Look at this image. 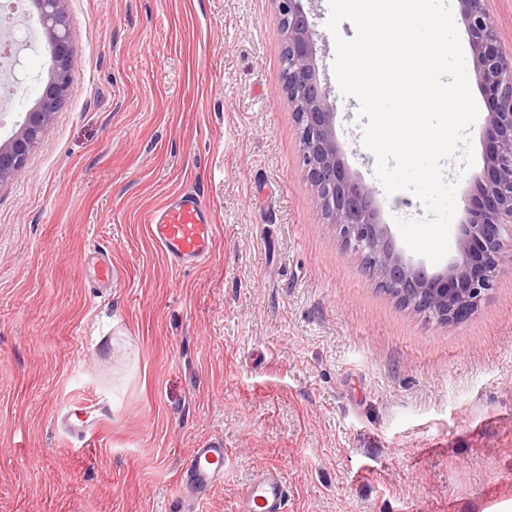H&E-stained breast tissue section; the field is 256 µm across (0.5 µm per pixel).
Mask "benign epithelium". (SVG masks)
I'll return each mask as SVG.
<instances>
[{
	"instance_id": "1",
	"label": "benign epithelium",
	"mask_w": 512,
	"mask_h": 512,
	"mask_svg": "<svg viewBox=\"0 0 512 512\" xmlns=\"http://www.w3.org/2000/svg\"><path fill=\"white\" fill-rule=\"evenodd\" d=\"M38 23L53 47L49 80L19 131L0 144V186L18 179L29 154L54 120L70 81L72 50L67 0H37ZM471 37L476 83L488 102L484 135V176L464 199L456 255L439 272L405 260L387 225L380 223L372 192L354 180L340 159L335 138L336 108L327 101L313 61V33L300 0H279L286 34L284 91L294 107L302 161L315 187L314 207L343 247L361 257L368 274L393 292L403 306L438 323L469 319L494 287L501 269L512 264V58L500 49L494 18L485 0H461Z\"/></svg>"
}]
</instances>
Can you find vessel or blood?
<instances>
[{
	"mask_svg": "<svg viewBox=\"0 0 512 512\" xmlns=\"http://www.w3.org/2000/svg\"><path fill=\"white\" fill-rule=\"evenodd\" d=\"M148 233L170 265L182 267L206 263L212 256L215 229L207 204L196 193L185 192L174 202L151 214ZM62 423L77 440L97 435L101 421L90 422L77 414H66ZM223 441L205 440L193 449L175 482L178 502L202 501L224 481ZM287 484L283 470L260 472L243 490L237 512H286Z\"/></svg>",
	"mask_w": 512,
	"mask_h": 512,
	"instance_id": "1",
	"label": "vessel or blood"
}]
</instances>
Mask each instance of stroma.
Returning <instances> with one entry per match:
<instances>
[{
    "instance_id": "stroma-1",
    "label": "stroma",
    "mask_w": 512,
    "mask_h": 512,
    "mask_svg": "<svg viewBox=\"0 0 512 512\" xmlns=\"http://www.w3.org/2000/svg\"><path fill=\"white\" fill-rule=\"evenodd\" d=\"M336 139L382 223L422 218L386 194L359 104L332 64L344 21L302 0ZM65 104L0 187V512H236L265 466L288 512H498L512 502V265L468 320L440 324L378 288L313 203L283 90L277 0H68ZM23 53L0 143L47 79ZM446 163L457 197L482 177ZM199 193L214 253L172 268L150 214ZM392 239L406 251L399 230ZM112 262L94 286L86 253ZM127 356L113 361L109 341ZM103 420L82 444L57 424ZM224 441V482L198 504L172 487L193 448Z\"/></svg>"
}]
</instances>
